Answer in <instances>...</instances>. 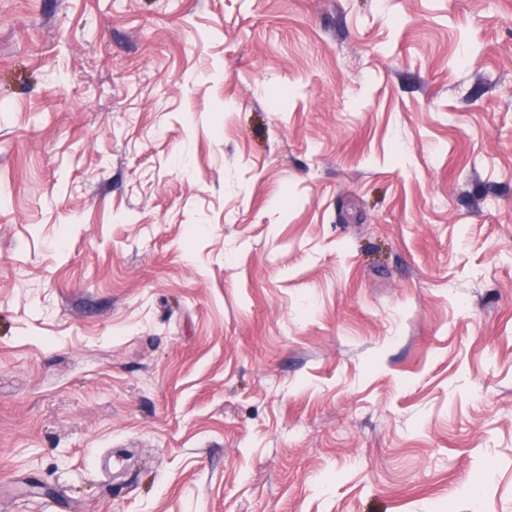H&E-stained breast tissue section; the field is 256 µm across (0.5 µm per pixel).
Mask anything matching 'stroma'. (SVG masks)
Listing matches in <instances>:
<instances>
[{"instance_id":"35a3bbf8","label":"stroma","mask_w":512,"mask_h":512,"mask_svg":"<svg viewBox=\"0 0 512 512\" xmlns=\"http://www.w3.org/2000/svg\"><path fill=\"white\" fill-rule=\"evenodd\" d=\"M0 194V512H512V0H0Z\"/></svg>"}]
</instances>
